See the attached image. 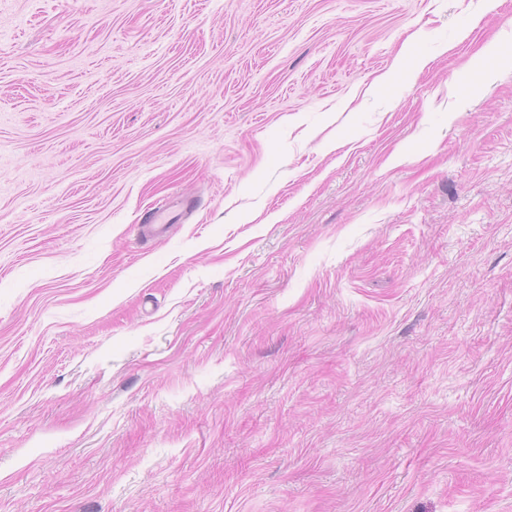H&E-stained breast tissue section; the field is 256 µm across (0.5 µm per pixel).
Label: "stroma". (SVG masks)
Segmentation results:
<instances>
[{
	"instance_id": "35a3bbf8",
	"label": "stroma",
	"mask_w": 512,
	"mask_h": 512,
	"mask_svg": "<svg viewBox=\"0 0 512 512\" xmlns=\"http://www.w3.org/2000/svg\"><path fill=\"white\" fill-rule=\"evenodd\" d=\"M0 512H512V0H0ZM188 203L178 199H166L158 203L149 216L148 223L137 224V232L142 238H156L167 232V229L182 219L181 209L188 207Z\"/></svg>"
}]
</instances>
